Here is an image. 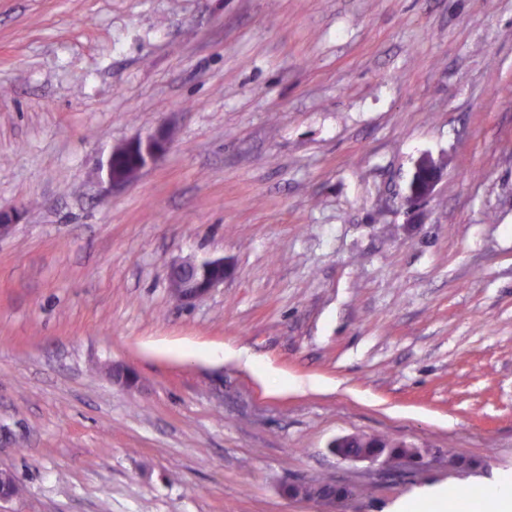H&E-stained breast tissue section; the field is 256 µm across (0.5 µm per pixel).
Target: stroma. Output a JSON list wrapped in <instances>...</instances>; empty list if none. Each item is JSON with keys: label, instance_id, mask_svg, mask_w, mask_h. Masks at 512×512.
Returning <instances> with one entry per match:
<instances>
[{"label": "stroma", "instance_id": "35a3bbf8", "mask_svg": "<svg viewBox=\"0 0 512 512\" xmlns=\"http://www.w3.org/2000/svg\"><path fill=\"white\" fill-rule=\"evenodd\" d=\"M0 210V512H392L512 473V0H0ZM186 257L228 267L190 305ZM355 434L424 460L329 453ZM314 480L372 494L284 492ZM168 126L163 124L155 129L154 132L146 135L145 137L134 138L133 140L125 143L126 151L135 164L133 168L128 158L124 157V154L120 152V158L124 157L121 162L125 164V173L133 174L134 169L140 171L149 162L163 154L169 145L168 140ZM444 175L442 166L428 163V156L420 157L415 163L414 173L408 186L407 201L419 202L429 198Z\"/></svg>", "mask_w": 512, "mask_h": 512}]
</instances>
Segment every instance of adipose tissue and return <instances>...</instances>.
<instances>
[{"mask_svg":"<svg viewBox=\"0 0 512 512\" xmlns=\"http://www.w3.org/2000/svg\"><path fill=\"white\" fill-rule=\"evenodd\" d=\"M397 512H512V477L465 496L448 485L432 488L403 499Z\"/></svg>","mask_w":512,"mask_h":512,"instance_id":"ef3b65f1","label":"adipose tissue"}]
</instances>
